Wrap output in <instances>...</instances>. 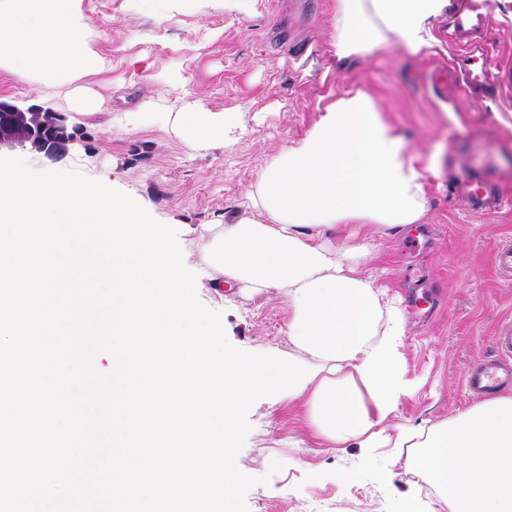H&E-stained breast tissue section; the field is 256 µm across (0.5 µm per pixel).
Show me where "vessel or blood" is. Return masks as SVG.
Segmentation results:
<instances>
[{"label":"vessel or blood","mask_w":512,"mask_h":512,"mask_svg":"<svg viewBox=\"0 0 512 512\" xmlns=\"http://www.w3.org/2000/svg\"><path fill=\"white\" fill-rule=\"evenodd\" d=\"M490 63L488 54L477 56L460 45L448 64L431 69L429 79L445 96L475 100L487 88ZM463 182L471 187L466 200L476 211L490 215L512 206V199L505 197L482 173L468 172ZM496 344L509 359L486 361L466 371L464 384L473 396L486 397L512 387V333L498 336Z\"/></svg>","instance_id":"vessel-or-blood-1"}]
</instances>
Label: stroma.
<instances>
[{
	"label": "stroma",
	"mask_w": 512,
	"mask_h": 512,
	"mask_svg": "<svg viewBox=\"0 0 512 512\" xmlns=\"http://www.w3.org/2000/svg\"><path fill=\"white\" fill-rule=\"evenodd\" d=\"M129 5L82 0L109 83L93 113L67 109L72 80H63L47 101L36 79L0 71V97L48 103L86 134L56 158L28 145L2 147L0 155L25 158L36 171L110 173L113 188L175 229L187 253L193 244L185 225L242 213L266 161L301 140L327 103L366 91L418 162L438 163L426 188L424 221L380 230V254L366 263L407 319L410 390L389 424L427 428L476 406L464 374L497 357V336L512 329V276L495 262L498 245L512 242V210L465 212L448 186L460 170L478 169L512 197V0H488L484 30L502 88L476 103L448 101L426 81L427 69L454 53L438 20L430 54L393 46L339 65L329 50L332 0H257L255 16L245 21L216 2L200 10L193 0H174L170 11L149 14L130 12ZM197 103L236 113L243 134L208 150L186 146L159 115ZM197 295L221 312L234 347L292 355L280 292L228 288L220 297L203 289ZM247 420L251 430L237 466L268 478L247 492L248 512H394L399 496L411 490L423 512H448L409 468L411 449L317 444L299 403L274 395L256 401ZM372 457L387 464L390 477L369 466ZM276 460L283 467L274 473Z\"/></svg>",
	"instance_id": "1"
}]
</instances>
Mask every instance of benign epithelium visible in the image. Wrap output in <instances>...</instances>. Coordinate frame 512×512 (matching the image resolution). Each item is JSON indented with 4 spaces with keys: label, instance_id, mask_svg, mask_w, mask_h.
I'll list each match as a JSON object with an SVG mask.
<instances>
[{
    "label": "benign epithelium",
    "instance_id": "7a95c632",
    "mask_svg": "<svg viewBox=\"0 0 512 512\" xmlns=\"http://www.w3.org/2000/svg\"><path fill=\"white\" fill-rule=\"evenodd\" d=\"M66 121L63 113L49 107L39 104L22 107L11 100L0 99V147L29 144L54 154L66 147V143L57 137Z\"/></svg>",
    "mask_w": 512,
    "mask_h": 512
}]
</instances>
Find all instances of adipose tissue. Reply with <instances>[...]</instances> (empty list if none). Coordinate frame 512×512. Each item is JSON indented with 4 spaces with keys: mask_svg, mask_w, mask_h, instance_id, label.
Masks as SVG:
<instances>
[{
    "mask_svg": "<svg viewBox=\"0 0 512 512\" xmlns=\"http://www.w3.org/2000/svg\"><path fill=\"white\" fill-rule=\"evenodd\" d=\"M447 0H333L330 46L337 61L365 58L396 44L415 54L434 44L429 24ZM82 0H0V71L38 77L52 98L61 75H99ZM187 146L207 149L232 138L231 112L202 109L163 115ZM357 90L332 101L297 144L261 168L252 213L217 224H189V262L206 287L286 299L287 334L298 358L318 366L301 396L313 434L339 448L403 447L410 468L437 491L448 512H512V396L493 398L412 434L386 422L410 389L402 351L406 321L363 270L376 246L341 226L401 229L421 223L426 177Z\"/></svg>",
    "mask_w": 512,
    "mask_h": 512,
    "instance_id": "ef3b65f1",
    "label": "adipose tissue"
}]
</instances>
